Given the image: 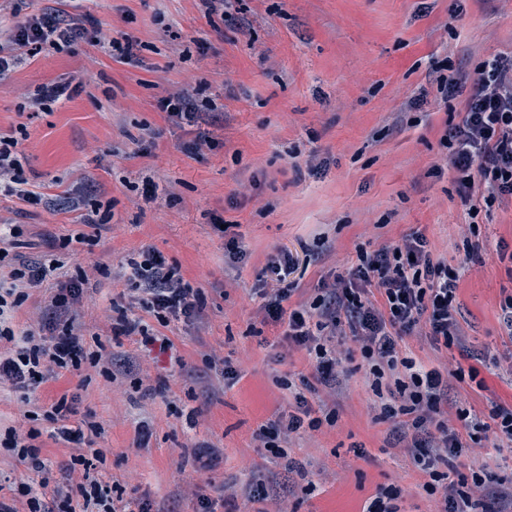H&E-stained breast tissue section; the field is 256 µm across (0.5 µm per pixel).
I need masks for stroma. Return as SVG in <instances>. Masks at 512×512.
Returning <instances> with one entry per match:
<instances>
[{"label": "stroma", "instance_id": "obj_1", "mask_svg": "<svg viewBox=\"0 0 512 512\" xmlns=\"http://www.w3.org/2000/svg\"><path fill=\"white\" fill-rule=\"evenodd\" d=\"M46 8L93 16L138 59H112L89 33L0 77V132L24 127L21 162L43 196L37 206L0 200V225L16 226L27 260L85 269L75 307L85 333L98 335L104 355L130 359L111 379L88 366L62 373L38 388L40 407L74 396L68 426L102 427L94 445L106 451L104 482L127 499L149 496L157 512H198L205 495L232 496L234 512H364L392 484L411 489L400 512H438L406 451L391 447V423L377 421L361 359L327 395L335 425L284 439L282 457L263 448L256 433L288 409L279 379L312 369L305 351L274 346L255 312L281 248L307 250L295 274L306 299L347 272L358 246L423 232L459 271V321L486 383L453 382L449 404L484 413L512 401V347L499 322L512 295V204L480 212L470 229L440 143L463 102L440 103L430 76L445 60L472 75L511 52L512 0H231L209 18L199 0H0V43ZM66 81L81 87L72 99L30 103L37 87ZM182 90L201 91L224 121L216 144L195 155L185 146L196 128L172 125L156 107ZM421 90L423 103L409 109ZM96 202L111 205L104 223L83 224ZM222 224L248 251L238 266L224 262ZM468 242L478 260L466 259ZM152 249L204 293L198 321L166 330L181 368L112 333L109 303L133 296L121 266ZM213 357L239 366L240 381L225 387L206 365ZM23 399L0 386V429L51 430L29 419ZM202 446L223 451L206 469ZM292 463L311 473L314 494L289 474ZM260 476L288 481V494L250 501L245 489Z\"/></svg>", "mask_w": 512, "mask_h": 512}]
</instances>
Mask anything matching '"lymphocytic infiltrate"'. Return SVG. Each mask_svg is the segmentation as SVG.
I'll return each mask as SVG.
<instances>
[{"instance_id": "f902f5d3", "label": "lymphocytic infiltrate", "mask_w": 512, "mask_h": 512, "mask_svg": "<svg viewBox=\"0 0 512 512\" xmlns=\"http://www.w3.org/2000/svg\"><path fill=\"white\" fill-rule=\"evenodd\" d=\"M91 28L96 29L101 48L130 56L131 46L100 31L95 18L74 21L46 9L18 24L9 42L0 44V74L23 57L73 43ZM436 84L443 101L464 100L458 122L447 125L441 142L451 152L461 193L469 204L468 216L473 219L481 210L512 200V54L485 60L476 77L441 74ZM157 107L172 122L198 128L199 142H210L206 129L210 112L193 94L160 97ZM19 144L16 137L0 135V197L36 205L41 195L28 187L18 159ZM18 246L14 236L0 234V384L33 392L50 375L80 370L86 362L99 365L102 355L86 351L83 326L73 313L83 296L85 277L62 280L59 264L30 263L18 254ZM299 264L298 254L289 250L269 259L267 269L275 286L263 292L256 316L262 324L279 328L280 345L306 350L312 373L300 376L301 388L293 394L291 411L280 414L273 428L260 429L258 440L278 455L281 435L335 423V412L316 414L313 404L319 401L321 388L336 383L341 364L336 338H348L357 344L369 367L379 420L399 421L398 436H411L412 464L423 489L439 496L440 512H486L468 487L494 480L491 463L472 467L470 476L456 481L449 475L457 471L469 444L479 442L483 433L494 432L496 439L512 446V406L492 403L483 418L461 408L458 426L448 424L449 379L479 375L472 364L475 354L463 340L457 319L458 272L436 258L428 238L416 231L372 251L358 247L355 261L332 287L322 289L312 301L296 303L292 297L298 284L291 276ZM125 270L128 280L142 288L146 315L130 318L127 306L113 302V334L135 337L137 344L158 346L163 353L171 350L173 343L162 330L174 321L199 318L204 304L201 289L185 282L178 266L154 250L128 258ZM34 289L48 292L51 315L38 328L16 332L15 314ZM415 334L424 336L434 350L457 349L462 366L451 369L419 358L405 342ZM72 411V403L63 396L45 414L55 426L53 438L71 448L72 465L84 469L82 482L53 488V498L44 494L52 476L36 443L39 430L22 436L11 429L0 440L1 449L41 475L38 486L19 485L27 512H153L147 498H115L102 485L94 468L105 456L93 446L100 428L92 422L83 428L65 426Z\"/></svg>"}]
</instances>
